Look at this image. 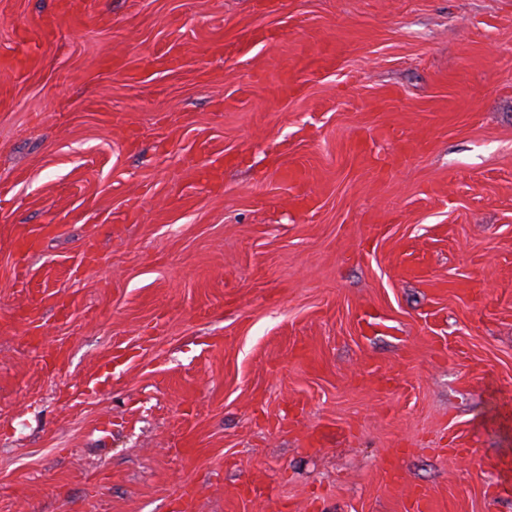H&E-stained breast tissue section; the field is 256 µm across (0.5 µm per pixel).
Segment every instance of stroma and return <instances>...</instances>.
<instances>
[{"mask_svg":"<svg viewBox=\"0 0 512 512\" xmlns=\"http://www.w3.org/2000/svg\"><path fill=\"white\" fill-rule=\"evenodd\" d=\"M38 57L0 512H512V0H72Z\"/></svg>","mask_w":512,"mask_h":512,"instance_id":"1","label":"stroma"}]
</instances>
